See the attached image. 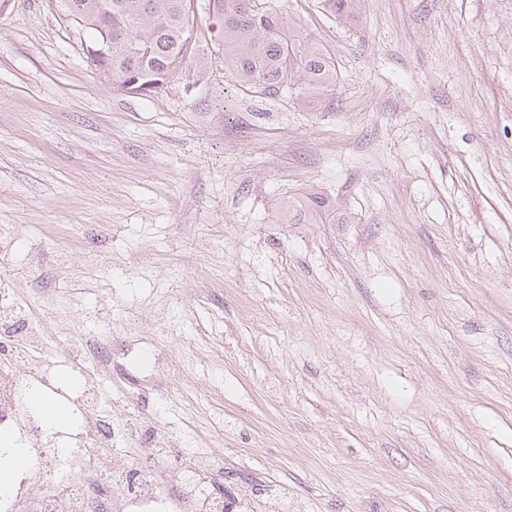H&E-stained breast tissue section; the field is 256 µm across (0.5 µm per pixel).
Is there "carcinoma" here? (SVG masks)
<instances>
[{"instance_id": "1", "label": "carcinoma", "mask_w": 512, "mask_h": 512, "mask_svg": "<svg viewBox=\"0 0 512 512\" xmlns=\"http://www.w3.org/2000/svg\"><path fill=\"white\" fill-rule=\"evenodd\" d=\"M359 0H319L341 23L357 17ZM66 16L90 34L89 45L108 46L96 70L113 90L150 96L181 79L190 64L191 0H61ZM219 28L224 71L243 89L274 95L283 87L304 93L329 91L336 68L305 33L287 22L283 0H206ZM277 215L296 224H325L336 215L320 196L284 198Z\"/></svg>"}]
</instances>
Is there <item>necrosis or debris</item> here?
Returning <instances> with one entry per match:
<instances>
[{
	"instance_id": "obj_1",
	"label": "necrosis or debris",
	"mask_w": 512,
	"mask_h": 512,
	"mask_svg": "<svg viewBox=\"0 0 512 512\" xmlns=\"http://www.w3.org/2000/svg\"><path fill=\"white\" fill-rule=\"evenodd\" d=\"M51 338L44 323L32 321L13 293L0 291V462L15 444L25 445L32 465L0 512H257L252 488L243 486L228 501L207 488L208 465L189 463L179 474L140 466L108 469L121 442L136 439L131 425L111 427L102 408L101 384L79 356L44 359ZM77 375L60 386L59 367ZM61 396L73 407L77 428L70 449L60 454L58 436L30 404L32 392Z\"/></svg>"
}]
</instances>
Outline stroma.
<instances>
[{
	"mask_svg": "<svg viewBox=\"0 0 512 512\" xmlns=\"http://www.w3.org/2000/svg\"><path fill=\"white\" fill-rule=\"evenodd\" d=\"M313 98L207 54L102 84L59 0L0 12V288L263 512H512V0H285ZM317 193L332 224H284ZM108 336L101 366L88 341ZM166 363L154 370L151 355ZM360 0H319L321 8L340 23L350 24L357 17L356 6Z\"/></svg>",
	"mask_w": 512,
	"mask_h": 512,
	"instance_id": "1",
	"label": "stroma"
}]
</instances>
